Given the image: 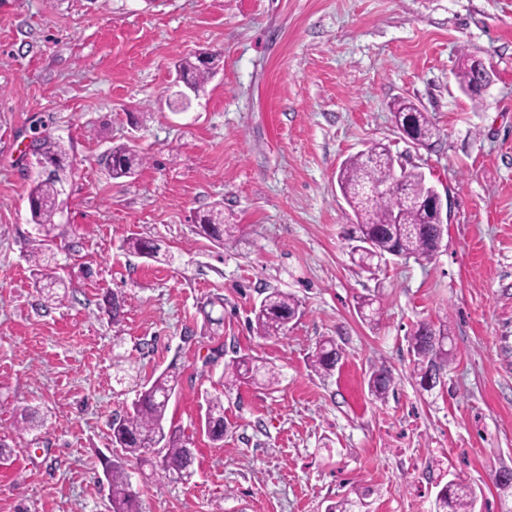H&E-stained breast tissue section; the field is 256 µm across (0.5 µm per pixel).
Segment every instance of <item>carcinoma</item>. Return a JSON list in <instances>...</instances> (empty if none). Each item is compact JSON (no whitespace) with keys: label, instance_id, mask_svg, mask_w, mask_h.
Instances as JSON below:
<instances>
[{"label":"carcinoma","instance_id":"1","mask_svg":"<svg viewBox=\"0 0 512 512\" xmlns=\"http://www.w3.org/2000/svg\"><path fill=\"white\" fill-rule=\"evenodd\" d=\"M177 75L190 79L202 88L212 77V68H202L199 61L185 58L178 65ZM396 125L408 126L421 142L429 143L437 129L428 117L411 101L400 100L393 106ZM374 156L360 153L347 158L341 165L337 181L342 195L353 211L356 224L349 239L361 237L371 242L368 252L352 253L358 265H370L374 259L386 254L402 257L429 259L438 249L440 229L429 224L422 210L406 202L408 198L419 197L425 191V176L414 169H396L395 159L389 151L375 144L371 147ZM55 160L53 169L38 174L28 192L29 210L34 224L48 230H59L66 234L67 226L55 223L58 197L66 170V152L62 148L45 149ZM142 165V158L134 151L120 148L113 152L108 166L115 179L133 175ZM398 182L399 194L382 191L363 202L358 199L361 188L367 184L384 185ZM198 226L209 239L228 244L234 237L233 227L224 223V214L215 209L199 216ZM127 250L144 257H153L156 247L148 240L130 237L126 240ZM299 301L294 296L274 290L268 293L254 310L253 330L260 336H278L284 333L288 323L299 314ZM448 324L434 325L421 322L410 336V346L415 361L413 376L419 385L426 379L438 377L449 363L451 350ZM340 349L332 338L323 339L313 355L312 367L315 372L327 376L336 368ZM259 367L250 358L238 356L224 364L222 390L206 399V433L215 443L224 441V393L234 389L245 379L258 381ZM180 382V373L167 369L147 384L133 403L132 411L120 419L112 420V443L122 451V456L108 465V486L110 512H138L139 491L133 487L131 475L125 468V461L135 458L148 463L145 457L147 447L160 444L159 455L162 464L173 465L180 480L187 482L194 475L192 469L194 453L189 440L175 433L165 431L164 422L169 401ZM373 397L383 400L391 389V377L381 369L371 374L368 381ZM472 490L465 484L445 485L437 496L436 512H472Z\"/></svg>","mask_w":512,"mask_h":512}]
</instances>
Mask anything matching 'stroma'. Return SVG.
I'll use <instances>...</instances> for the list:
<instances>
[{
    "label": "stroma",
    "instance_id": "obj_1",
    "mask_svg": "<svg viewBox=\"0 0 512 512\" xmlns=\"http://www.w3.org/2000/svg\"><path fill=\"white\" fill-rule=\"evenodd\" d=\"M217 74L188 109L182 58ZM491 72L459 87V59ZM406 98L439 135L403 138ZM450 197L432 259L350 257L341 163L372 144ZM69 167L57 223L39 232L27 194L42 146ZM139 172L115 179L113 149ZM233 245L198 234L214 205ZM151 241L142 258L123 243ZM57 272L46 302L29 260ZM301 303L284 334L249 325L269 292ZM122 297L120 313L108 303ZM381 299L378 323L357 313ZM449 322L453 356L432 392L411 377L417 323ZM342 359L311 366L324 338ZM249 355L278 384L238 385L226 431L201 427L225 359ZM182 372L165 425L189 437L183 483L128 463L143 512H435L461 479L475 512H512V0H0V512H108L110 424L169 366ZM388 369L376 400L368 378ZM37 412L34 430L20 412Z\"/></svg>",
    "mask_w": 512,
    "mask_h": 512
}]
</instances>
